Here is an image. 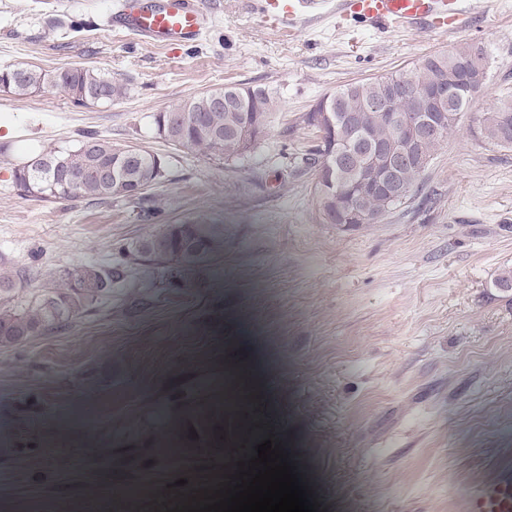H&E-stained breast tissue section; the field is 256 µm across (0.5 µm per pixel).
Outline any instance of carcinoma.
<instances>
[{
  "mask_svg": "<svg viewBox=\"0 0 512 512\" xmlns=\"http://www.w3.org/2000/svg\"><path fill=\"white\" fill-rule=\"evenodd\" d=\"M485 53L481 46L463 44L450 52L426 55L405 71L374 80L348 84L333 93L331 100L321 99L301 116V122L313 126V116L322 110L324 103L331 105L336 116L342 118L350 112H361L365 116V129L360 131L350 126L339 125L335 131L324 135L322 144L316 149L317 160L314 198L318 211L336 208V200L344 199L349 189L357 182L370 181L376 175L369 161L370 143L379 142L388 152L396 154L401 149L395 130L383 122L372 106L380 103L389 112L407 115L414 110L413 98L390 93L391 84L404 80L418 86H428L438 80L454 81L458 66L473 53ZM47 86L68 92L77 105L110 102L127 93L128 87L115 76H109L82 67H65L52 74L16 66L0 71V89L24 96L41 91ZM238 86L224 87L226 103L212 102L215 92L193 97L155 117L158 133L175 146L193 148L206 156L220 157L229 162L246 155L265 135L270 124L276 101L263 88L247 87L250 95L240 102L235 92ZM261 103L264 122L258 133H252L251 141L240 147L236 131L246 113L255 114V104ZM512 128V98H503L491 111L484 113L479 126V135L489 143L511 148L512 140H502L505 127ZM457 125L450 123L436 137L424 141L418 159L411 161L399 171V181L407 189L406 198L422 179L433 156L448 134ZM353 148L355 159L333 160L336 148ZM129 147H120L104 138H90L73 149L50 147L31 159L27 165L14 171L15 182L29 178L40 187L39 198H91L108 200L127 197L122 180L101 179L91 174V169L100 163L122 162L119 175L142 178L157 167V157L142 150L135 157L124 160ZM335 161L333 182L321 174L326 163ZM355 206L374 219H381L392 208L404 201H392L385 195L364 194L354 198ZM135 254L147 257L159 264L176 263L182 267L198 265L224 257V225L192 222L174 227L163 225L156 232L140 239ZM114 274L93 267H77L64 271L55 282L52 291L23 311L6 305L0 307V346H10L27 339L31 332L51 328L77 315L82 305L112 288ZM17 288V275L13 270L0 266V294L9 295Z\"/></svg>",
  "mask_w": 512,
  "mask_h": 512,
  "instance_id": "carcinoma-1",
  "label": "carcinoma"
}]
</instances>
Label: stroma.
<instances>
[{
  "label": "stroma",
  "instance_id": "1",
  "mask_svg": "<svg viewBox=\"0 0 512 512\" xmlns=\"http://www.w3.org/2000/svg\"><path fill=\"white\" fill-rule=\"evenodd\" d=\"M121 0H0V70L85 67L127 93L80 106L63 90H0V260L25 275L8 298L25 309L65 270L118 273L79 315L0 346V483L41 467L73 492L125 498L101 473L120 458L152 492L140 512L180 503L198 470L138 473L136 455L168 445L172 422L196 432L201 469L256 457L264 440L316 498L317 512H457L458 499L512 466V148L476 136L474 116L512 96V0H462L466 28L378 31L336 14L291 34L266 0H207L211 20L184 47L115 28ZM473 43L487 86L436 151L411 200L376 224L346 228L317 211L307 160L322 134L299 118L340 86L387 76ZM230 85L279 104L259 146L233 162L170 144L153 118ZM159 157L146 201L43 200L13 171L47 147L87 137ZM224 227L223 259L192 270L135 256L166 224ZM243 395L215 436L206 403L225 369ZM120 397L98 423L90 402ZM235 462L224 465L225 449Z\"/></svg>",
  "mask_w": 512,
  "mask_h": 512
}]
</instances>
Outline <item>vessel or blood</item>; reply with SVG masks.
I'll use <instances>...</instances> for the list:
<instances>
[{
	"mask_svg": "<svg viewBox=\"0 0 512 512\" xmlns=\"http://www.w3.org/2000/svg\"><path fill=\"white\" fill-rule=\"evenodd\" d=\"M326 0H267L266 14L273 25L300 14L317 13ZM336 12L372 26L404 28L419 22L441 32L456 31L465 23L461 0H336ZM208 19L204 0H163L154 7L126 0L116 22L135 36L151 43L184 46L195 41ZM458 512H512V468L499 469L467 492Z\"/></svg>",
	"mask_w": 512,
	"mask_h": 512,
	"instance_id": "b4317fda",
	"label": "vessel or blood"
}]
</instances>
